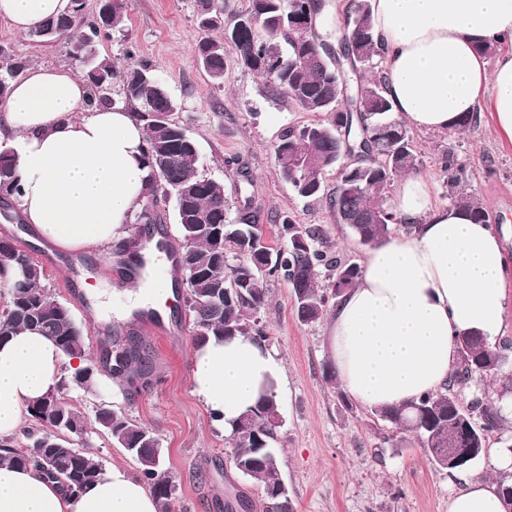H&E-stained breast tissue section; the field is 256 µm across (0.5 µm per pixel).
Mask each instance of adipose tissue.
I'll return each instance as SVG.
<instances>
[{"label": "adipose tissue", "mask_w": 512, "mask_h": 512, "mask_svg": "<svg viewBox=\"0 0 512 512\" xmlns=\"http://www.w3.org/2000/svg\"><path fill=\"white\" fill-rule=\"evenodd\" d=\"M395 113L425 132L457 129L488 106L512 141V0H370ZM71 0H0V18L19 33L68 14ZM508 45L487 69L480 53ZM86 81L35 66L0 103V143L15 148L22 219L66 251L127 240L149 185L145 134L134 112L93 105ZM394 210L415 232L371 249L355 288L326 324L328 358L344 390L369 408H393L447 383L458 342L479 332L497 343L508 298L505 259L492 225L467 210L434 205L420 175L401 181ZM49 337L29 330L0 344V438L15 435L26 409L53 390L64 366H83ZM192 391L212 423L230 430L260 396L280 392L282 368L263 342L210 337L192 354ZM512 471V447L490 449L477 468L453 473L448 512H504L496 479ZM146 484L113 466L85 491L65 494L31 467L0 464V512H158Z\"/></svg>", "instance_id": "ef3b65f1"}]
</instances>
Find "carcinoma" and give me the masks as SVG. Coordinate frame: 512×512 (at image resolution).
Here are the masks:
<instances>
[{
  "label": "carcinoma",
  "mask_w": 512,
  "mask_h": 512,
  "mask_svg": "<svg viewBox=\"0 0 512 512\" xmlns=\"http://www.w3.org/2000/svg\"><path fill=\"white\" fill-rule=\"evenodd\" d=\"M128 5L129 0H112L107 18L98 13L90 19L80 0L68 15L50 18L30 32L39 43L67 40L80 32L71 53L90 86L92 105L113 103L108 88L116 75L112 60L99 57L92 43L123 22ZM320 5L319 0H249L246 9L226 20L224 4L197 0L198 27L206 35L198 40L195 57L217 83L234 61L262 77H273L272 93L292 100L306 112L328 116L325 121L288 129L275 148V160L299 196L326 197L338 222L349 225L359 243L372 248L393 233V225L401 223L387 205L389 188L398 176L419 171L421 159L411 130L395 121L386 97L382 52L374 36L369 0H351L346 8L340 58L344 71L355 75L368 66L371 76L347 83L344 92L336 62L323 49L324 41L309 32V19ZM219 28L229 35L221 39L207 35ZM227 42L234 45L233 60L225 54ZM26 68L24 58L0 45V102ZM120 103L134 109L143 125L145 159L151 171L146 202L135 215V223H164L167 215L157 208L158 201L171 197L175 202V222L184 245L178 270L195 344L211 335L264 340L267 333L258 314L267 301L266 283L271 278L291 288L296 317L304 324L318 322L330 300L342 296L336 282L346 291L356 286L361 267L344 264L333 255L323 226L281 217L278 244L272 247L265 240L259 214L250 206L243 205L236 217H230L224 186L200 172L198 148L186 145L192 138L174 118L178 103L150 67L140 64L123 75ZM350 147L360 150L358 161L346 168L352 177L341 176L336 188L324 195L321 175L336 166ZM437 165L446 179L449 205L469 210L478 223L489 222L481 200L465 190L466 165L456 145L450 143L441 150ZM19 193L14 153L1 149L0 201L16 200ZM0 267L18 274L0 314V342L22 330H38L67 356L83 354V326L46 287L44 270L33 257L12 240L1 238ZM508 350L505 343L491 346L477 335L461 338L459 361L446 388L401 407L378 409L376 420L398 433L413 434L429 453L448 447L451 432L466 420L473 431V454L451 467L444 459L431 458L441 469L465 468L486 452L489 433L501 429L506 421L501 402L512 395V375L505 371ZM131 362L122 376L134 379L151 374L152 362L142 345L133 347ZM491 375L499 376L495 400L484 390L472 389ZM97 385L92 366L64 372L55 390L29 405L27 414L35 427L24 431V447H17L13 438L0 441V462L33 465L71 493L96 482L102 475L101 463L68 441L84 434L87 418L65 402L62 393L75 387L92 395ZM279 418V403L265 395L233 424L231 433L233 465L258 484L265 512H293L288 489L281 487L280 457L273 448ZM95 421L137 462L160 512H171L173 488L164 468L165 450L155 434L112 408L95 410Z\"/></svg>",
  "instance_id": "carcinoma-1"
}]
</instances>
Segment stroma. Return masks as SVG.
Here are the masks:
<instances>
[{
  "instance_id": "35a3bbf8",
  "label": "stroma",
  "mask_w": 512,
  "mask_h": 512,
  "mask_svg": "<svg viewBox=\"0 0 512 512\" xmlns=\"http://www.w3.org/2000/svg\"><path fill=\"white\" fill-rule=\"evenodd\" d=\"M196 14V0H130L120 29L99 41L96 52L110 58L120 72L134 63L148 65L165 83L178 103V122L198 145L201 171L223 184L229 201L243 194L263 215L323 225L344 261L363 264L366 248L346 225L337 223L325 199L298 196L276 165L274 148L282 134L314 121V114L273 95L264 78L234 63L225 70L223 85L213 84L194 57L202 36ZM0 44L26 58L28 65L81 71L66 44L36 43L1 18ZM414 139L422 160L420 173L430 178L439 206L447 205L448 189L435 157L447 142L458 146L467 168L466 188L481 199L503 241L504 288L512 298V142L497 134L486 108L477 127L445 134L418 130ZM232 157L245 164L248 177L227 166ZM56 258L44 267L45 284L86 326L85 356L99 372L95 395L72 388L65 392L67 401L86 413L110 406L155 433L175 486L173 512H225L224 503L232 494L241 499L236 512H262L258 484L236 471L231 438L211 424L192 392L194 342L184 304L170 310L174 335L138 328L153 365L152 383L128 384L112 375L114 337L108 332L109 327L124 325L120 314L125 286L105 269L104 256L83 253V278L91 285L102 284L105 291L99 308L87 310L73 303L64 288L66 254L57 253ZM259 319L286 380L274 447L294 512H448V473L431 462L417 440L408 433L393 436L388 428L372 427V411L361 404L349 411L342 406L339 383L324 376L325 324L297 320L287 283H270ZM83 447L104 470L120 465L130 474L138 472L136 462L102 431L89 429Z\"/></svg>"
}]
</instances>
